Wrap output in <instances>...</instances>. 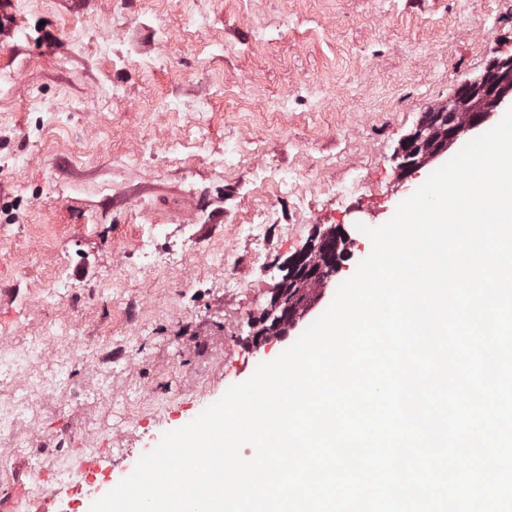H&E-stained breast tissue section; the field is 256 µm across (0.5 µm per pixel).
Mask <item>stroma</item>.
I'll use <instances>...</instances> for the list:
<instances>
[{
	"mask_svg": "<svg viewBox=\"0 0 512 512\" xmlns=\"http://www.w3.org/2000/svg\"><path fill=\"white\" fill-rule=\"evenodd\" d=\"M493 55H512V0L0 6V346L40 337L48 350L0 390L60 382L17 425L40 446L0 435L15 453L7 488L38 477L74 501L62 459L137 454L289 348L318 308L261 350L249 339L282 264L316 230L344 228L328 304L368 255L364 227L440 165L402 176L400 141ZM236 141L258 156L225 161ZM357 175L374 194L336 196ZM265 222L257 259L234 230ZM228 246L246 283L234 297L212 259ZM58 258L70 289L54 283Z\"/></svg>",
	"mask_w": 512,
	"mask_h": 512,
	"instance_id": "35a3bbf8",
	"label": "stroma"
}]
</instances>
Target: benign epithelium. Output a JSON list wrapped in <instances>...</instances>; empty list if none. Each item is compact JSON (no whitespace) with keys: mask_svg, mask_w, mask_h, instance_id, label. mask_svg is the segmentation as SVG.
Listing matches in <instances>:
<instances>
[{"mask_svg":"<svg viewBox=\"0 0 512 512\" xmlns=\"http://www.w3.org/2000/svg\"><path fill=\"white\" fill-rule=\"evenodd\" d=\"M512 99V55L492 56L475 77L460 83L447 102L424 112L399 144L394 158L409 175L440 156L468 132L486 123ZM349 240L329 227L289 257L286 274L272 291L267 308L251 323V344L260 350L297 327L336 275L348 254Z\"/></svg>","mask_w":512,"mask_h":512,"instance_id":"1","label":"benign epithelium"}]
</instances>
